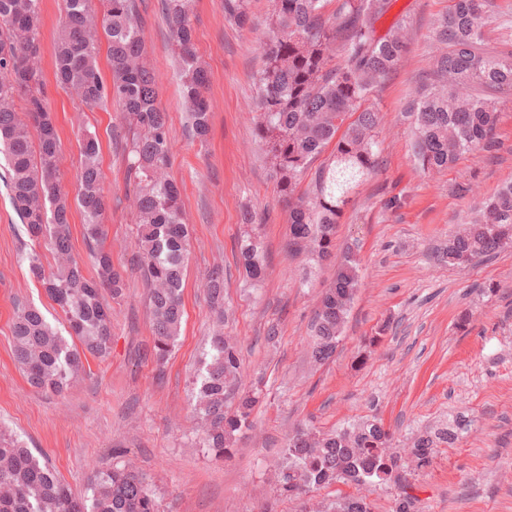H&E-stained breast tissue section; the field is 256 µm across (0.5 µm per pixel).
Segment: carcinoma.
Returning a JSON list of instances; mask_svg holds the SVG:
<instances>
[{"instance_id":"obj_1","label":"carcinoma","mask_w":512,"mask_h":512,"mask_svg":"<svg viewBox=\"0 0 512 512\" xmlns=\"http://www.w3.org/2000/svg\"><path fill=\"white\" fill-rule=\"evenodd\" d=\"M171 47L178 61L189 128L209 131L207 73L194 50V0H161ZM250 0H224V19L252 27ZM397 0H270L269 34L255 79L254 134L288 208L290 245L305 253L309 269L337 260L333 282L319 301L309 328V355L327 362L342 340L359 288L358 249L348 245L336 258V230L350 195L379 168L380 113L366 106L378 85L394 74L410 50L408 18L399 15L385 35L376 23ZM42 0H0V154L9 166V188L28 238L44 242L58 258L45 272L39 255H27L30 274L64 315L62 335L37 306L13 302V357L27 384L63 393L88 358L103 359L112 344V307L124 295L126 270L114 266L106 246L107 203L102 190L100 143L86 129L79 139L80 171L75 203L96 275L85 274L72 253L70 202L60 183L58 140L36 59L41 48ZM63 0L57 39L56 76L87 107H115L125 121V181L133 198L136 237L132 266L148 288L153 328L152 356L161 366L176 346L184 315V267L188 231L179 187L161 178L172 158L168 117L157 105L158 79L147 64L137 0ZM493 0H452L429 30L443 51L434 57L428 81L407 103L412 158L423 173L440 172L461 155L496 145L501 104L512 102V51L483 52L489 39ZM111 61L110 82L97 65L100 34ZM331 159L312 169L329 145ZM314 173L308 196L296 194ZM235 243L237 260L250 283L265 274L262 230L246 210ZM512 249V184L478 202L476 217L458 224L437 260L466 269ZM212 310L222 315L224 270L204 276ZM241 349L216 333L195 379L194 412L199 447L218 457L232 453L236 436L255 426L265 398L262 382L241 389ZM470 426H428L400 446L375 418L330 431L300 428L288 436L274 470L275 491L300 501V512H373L369 493L393 489V512H419L410 478L429 467ZM337 483L364 494L313 500L305 495ZM0 512H161L155 491L126 465L98 470L91 496L75 497L55 471L0 427Z\"/></svg>"}]
</instances>
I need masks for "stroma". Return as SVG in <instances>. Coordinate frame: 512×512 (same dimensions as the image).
I'll return each mask as SVG.
<instances>
[{
	"mask_svg": "<svg viewBox=\"0 0 512 512\" xmlns=\"http://www.w3.org/2000/svg\"><path fill=\"white\" fill-rule=\"evenodd\" d=\"M449 0H398L409 12L410 51L371 100L380 112V168L351 196L336 235L337 247L357 241L361 284L335 357L316 367L304 340L317 297L332 269L299 282L303 257L288 247V219L253 134L255 78L262 67L269 0H252L253 30L224 19L223 0H196L191 17L195 48L205 66L210 103L206 141L185 119L177 62L160 0H141L143 35L159 79L158 104L168 115L173 145L166 179L181 189L189 229L184 306L178 343L164 366L150 349L152 325L145 285L129 267L133 224L115 109L87 108L55 76V38L62 0H42L40 65L46 102L54 113L61 183L77 192L78 138L98 134L103 190L109 209L112 262L128 266L129 286L112 302V347L90 359L60 396L33 391L12 356L13 300L34 302L52 325L62 313L29 277L22 256L37 249L46 270L56 259L32 246L21 230L0 161V423L16 432L55 468L75 496L88 493L95 470L121 461L146 478L164 512H298L299 502L277 496L274 464L288 432L299 424L321 430L364 416L377 417L403 440L434 421L464 413L472 425L439 449L412 490L422 512H512V250L461 270L437 262V248L454 226L475 216L469 183L492 195L512 182V104L503 106L492 151L463 155L448 170L427 175L411 157L404 114L438 46L427 38ZM403 200L388 208L391 197ZM264 220L266 280L245 288L233 246L243 210ZM224 269L230 306L218 325L202 289L213 266ZM496 292H489V285ZM277 321L280 338L264 339ZM242 350L244 382L263 377L268 396L256 427L218 459L194 442L191 393L208 340L216 328Z\"/></svg>",
	"mask_w": 512,
	"mask_h": 512,
	"instance_id": "1",
	"label": "stroma"
}]
</instances>
